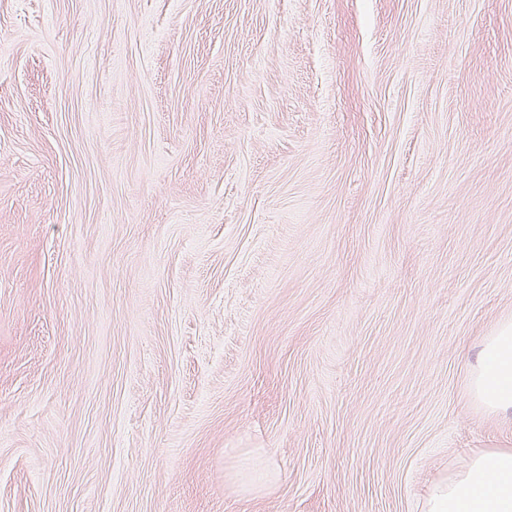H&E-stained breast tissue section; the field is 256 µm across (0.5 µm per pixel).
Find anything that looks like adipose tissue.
<instances>
[{
    "label": "adipose tissue",
    "instance_id": "ef3b65f1",
    "mask_svg": "<svg viewBox=\"0 0 512 512\" xmlns=\"http://www.w3.org/2000/svg\"><path fill=\"white\" fill-rule=\"evenodd\" d=\"M472 392L494 413L512 417V323L503 324L480 350ZM424 512H512V448L475 451L435 483Z\"/></svg>",
    "mask_w": 512,
    "mask_h": 512
}]
</instances>
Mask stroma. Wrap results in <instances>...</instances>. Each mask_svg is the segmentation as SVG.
<instances>
[{
	"label": "stroma",
	"instance_id": "1",
	"mask_svg": "<svg viewBox=\"0 0 512 512\" xmlns=\"http://www.w3.org/2000/svg\"><path fill=\"white\" fill-rule=\"evenodd\" d=\"M504 322L512 0H0V512H422Z\"/></svg>",
	"mask_w": 512,
	"mask_h": 512
}]
</instances>
